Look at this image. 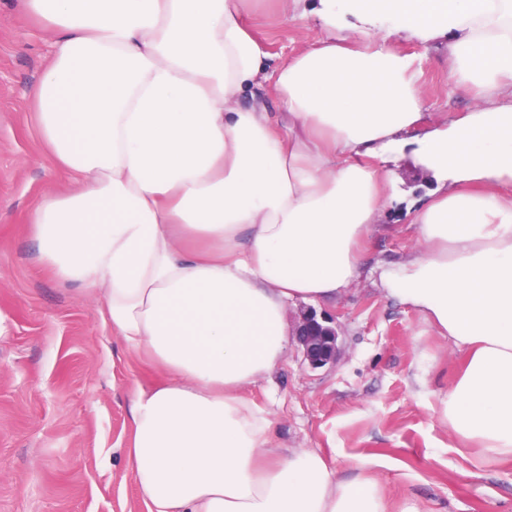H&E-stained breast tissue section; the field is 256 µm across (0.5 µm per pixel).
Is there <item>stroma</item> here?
Returning <instances> with one entry per match:
<instances>
[{
	"instance_id": "1",
	"label": "stroma",
	"mask_w": 512,
	"mask_h": 512,
	"mask_svg": "<svg viewBox=\"0 0 512 512\" xmlns=\"http://www.w3.org/2000/svg\"><path fill=\"white\" fill-rule=\"evenodd\" d=\"M248 5L246 21L273 63L322 33L311 19L284 22L279 0ZM51 52L48 28L22 0H0V512H146L128 464L129 388H153L164 373L104 328L82 284L40 265L29 223L40 199L73 188L26 96ZM421 92L423 128L478 104L449 84L442 42L428 50ZM418 247L393 203L363 261L371 269ZM322 310L336 319L335 363L311 368L294 342L271 377L246 391L271 410L277 451H318L341 480L369 460L394 512L412 502L429 512H512V459L461 456L440 418L439 399L457 376L452 340L370 277Z\"/></svg>"
}]
</instances>
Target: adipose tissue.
<instances>
[{
  "instance_id": "adipose-tissue-1",
  "label": "adipose tissue",
  "mask_w": 512,
  "mask_h": 512,
  "mask_svg": "<svg viewBox=\"0 0 512 512\" xmlns=\"http://www.w3.org/2000/svg\"><path fill=\"white\" fill-rule=\"evenodd\" d=\"M25 2L57 35L28 97L75 186L30 214L39 260L167 374L132 389L148 512H390L319 452L274 456L244 392L284 359L289 304L362 278L406 150L437 187L407 207L420 250L378 280L464 357L451 430L512 459V0H280L325 33L273 70L247 0ZM400 35L447 38L448 81L480 105L416 134L424 57Z\"/></svg>"
}]
</instances>
